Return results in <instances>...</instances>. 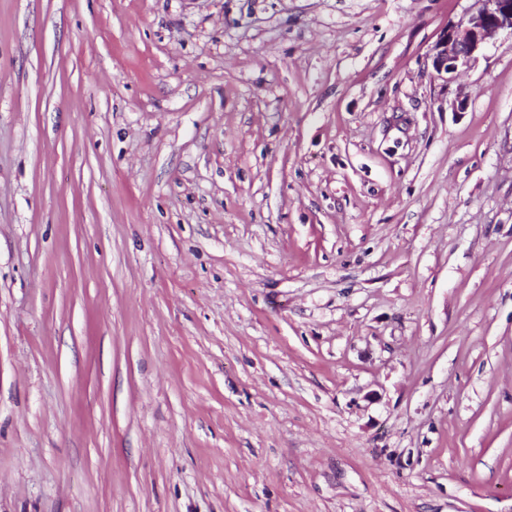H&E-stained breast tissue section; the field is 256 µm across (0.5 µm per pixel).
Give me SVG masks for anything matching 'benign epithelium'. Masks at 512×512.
Returning <instances> with one entry per match:
<instances>
[{"instance_id":"7a95c632","label":"benign epithelium","mask_w":512,"mask_h":512,"mask_svg":"<svg viewBox=\"0 0 512 512\" xmlns=\"http://www.w3.org/2000/svg\"><path fill=\"white\" fill-rule=\"evenodd\" d=\"M480 7L465 20L448 26L433 47L432 66L449 79L470 67L499 34L512 33V0H477Z\"/></svg>"}]
</instances>
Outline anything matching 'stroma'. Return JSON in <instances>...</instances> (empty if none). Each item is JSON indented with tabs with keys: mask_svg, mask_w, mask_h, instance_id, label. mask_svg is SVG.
I'll use <instances>...</instances> for the list:
<instances>
[{
	"mask_svg": "<svg viewBox=\"0 0 512 512\" xmlns=\"http://www.w3.org/2000/svg\"><path fill=\"white\" fill-rule=\"evenodd\" d=\"M477 7L0 0V512H512ZM480 7L458 24L448 25L433 47L432 66L448 80L470 67L499 34H512V0H477Z\"/></svg>",
	"mask_w": 512,
	"mask_h": 512,
	"instance_id": "1",
	"label": "stroma"
}]
</instances>
